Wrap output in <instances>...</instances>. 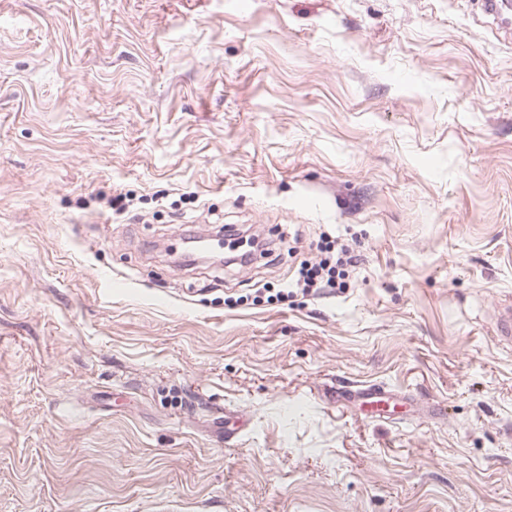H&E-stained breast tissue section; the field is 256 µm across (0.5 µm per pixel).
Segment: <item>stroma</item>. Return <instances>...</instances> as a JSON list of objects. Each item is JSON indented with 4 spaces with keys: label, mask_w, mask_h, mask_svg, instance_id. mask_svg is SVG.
Wrapping results in <instances>:
<instances>
[{
    "label": "stroma",
    "mask_w": 512,
    "mask_h": 512,
    "mask_svg": "<svg viewBox=\"0 0 512 512\" xmlns=\"http://www.w3.org/2000/svg\"><path fill=\"white\" fill-rule=\"evenodd\" d=\"M508 300L478 0H0V512H512ZM250 249L240 252H229L225 255V260L229 265L244 267L251 264L254 256L259 253L260 257L270 258L274 255V249L264 240L257 241L255 238L248 239ZM321 252L325 253V257L315 263H304L298 271L296 282L286 283L285 289H280L275 295L277 299H288L293 293L288 291V288L294 286H301L303 294L309 293L312 288H345L343 279L346 274L348 277L349 272L356 268L357 258L352 255L348 246L339 244L337 241L326 242ZM348 268L351 270L349 271Z\"/></svg>",
    "instance_id": "stroma-1"
}]
</instances>
